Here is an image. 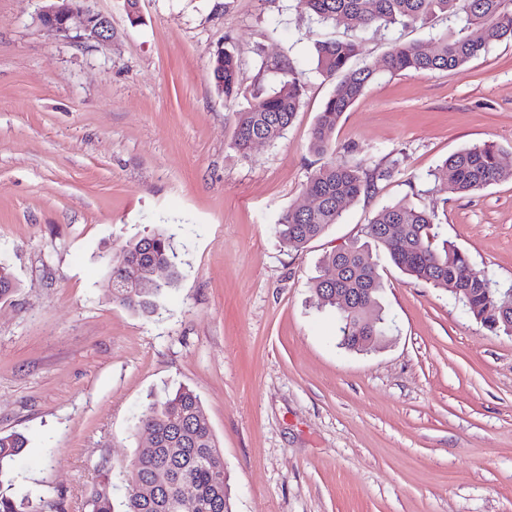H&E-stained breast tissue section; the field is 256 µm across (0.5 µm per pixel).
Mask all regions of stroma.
<instances>
[{
  "label": "stroma",
  "mask_w": 512,
  "mask_h": 512,
  "mask_svg": "<svg viewBox=\"0 0 512 512\" xmlns=\"http://www.w3.org/2000/svg\"><path fill=\"white\" fill-rule=\"evenodd\" d=\"M97 7L112 19L103 45L44 27L40 0H0V261L20 282L0 303V432L29 440L17 489L43 512H84L105 469L121 506L138 416L182 385L223 452L231 512H512V334L376 249L389 330L349 351L311 288L326 254L407 196L512 291V180L463 195L428 178L484 142L512 169V41L461 73L372 82L336 127V157L391 175L294 251L272 227L308 201L335 86L314 46L344 29L297 0H140L136 27L121 0ZM460 25L440 13L368 34L355 61ZM221 49L242 63L230 101L210 65ZM279 56L302 72L301 106L283 138L240 153L235 114L279 86L266 66ZM157 230L181 278L145 317L113 301L101 257Z\"/></svg>",
  "instance_id": "1"
}]
</instances>
